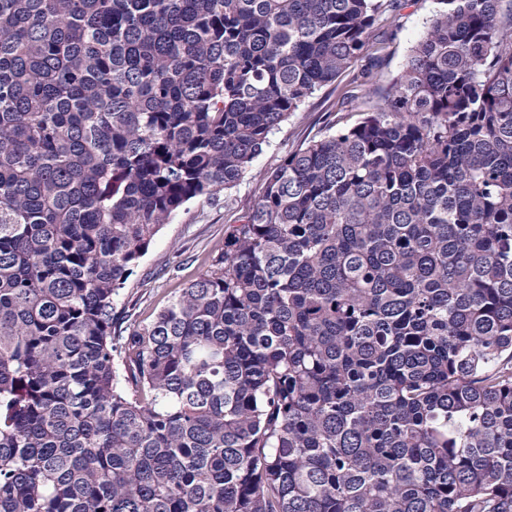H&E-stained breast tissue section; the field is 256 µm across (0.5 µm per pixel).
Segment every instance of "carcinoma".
I'll return each instance as SVG.
<instances>
[{"instance_id":"cac0c4a2","label":"carcinoma","mask_w":512,"mask_h":512,"mask_svg":"<svg viewBox=\"0 0 512 512\" xmlns=\"http://www.w3.org/2000/svg\"><path fill=\"white\" fill-rule=\"evenodd\" d=\"M400 0H0V512H512V7L440 0L146 324L115 297Z\"/></svg>"}]
</instances>
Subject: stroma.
Wrapping results in <instances>:
<instances>
[{
  "mask_svg": "<svg viewBox=\"0 0 512 512\" xmlns=\"http://www.w3.org/2000/svg\"><path fill=\"white\" fill-rule=\"evenodd\" d=\"M438 8L437 0H403L396 20L376 24L373 48L275 129L263 153L234 187L190 201L163 225L116 299V310L125 323L148 322L173 295L209 267L213 257L224 250L225 225L235 223L255 205L268 171L303 143L320 138L335 119L356 120V110L344 105L342 98L364 73L373 72L381 90L392 86L410 48Z\"/></svg>",
  "mask_w": 512,
  "mask_h": 512,
  "instance_id": "35a3bbf8",
  "label": "stroma"
}]
</instances>
